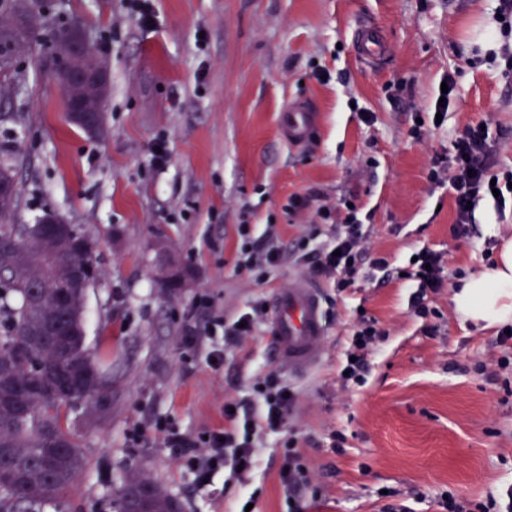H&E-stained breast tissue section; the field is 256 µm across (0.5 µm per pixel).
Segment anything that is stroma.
Returning a JSON list of instances; mask_svg holds the SVG:
<instances>
[{
  "mask_svg": "<svg viewBox=\"0 0 512 512\" xmlns=\"http://www.w3.org/2000/svg\"><path fill=\"white\" fill-rule=\"evenodd\" d=\"M141 24L128 0H54L44 32L79 21L111 71L103 133L87 137L66 117L43 44L24 48L20 73L0 79V150L11 157L20 188L15 221L53 213L81 228L95 250L99 276L86 292L89 345L112 354V409L81 413L74 428L89 464L67 497L66 512H115L127 479L146 476L179 500L183 512H235L257 493L256 512H288L278 472L283 434L267 433L248 484L217 474L196 482L188 461L164 448L155 424L167 420L195 435L224 423V401L251 400L267 372L297 393L288 427L299 434L318 488L303 489L299 512H440L446 491L470 500H512V371L495 360L497 329L463 321L454 288L429 298L441 317L427 335L414 316V282L357 280L321 291L327 337L318 363L304 373L272 357L270 304L304 274L285 260L256 282L236 266L240 212L275 223L282 251L304 230L286 215L289 195L320 189L357 198L373 215L374 251L397 262L423 247L449 254L474 275L485 252L512 235L480 200L470 238L451 236L447 188L427 177L458 130L485 121L497 132L494 157L512 168V74L488 62L498 45V0H145ZM380 28L388 55L375 66L355 57L353 31ZM331 79L312 78L313 64ZM454 74L456 100L440 127L431 112L439 85ZM399 85L389 97L386 84ZM319 114L311 139L288 143L281 117L289 105ZM374 114L360 121L357 107ZM424 120L423 135L410 131ZM163 166L154 163L157 138ZM498 224L497 236L484 227ZM183 274L168 287L162 256ZM209 293L226 320L255 313L253 336L230 347L220 368L205 353L181 349L185 314ZM387 336L369 354L363 386L341 389L357 308ZM143 437L131 445L128 432ZM341 432L343 452L329 446ZM391 497H381V490Z\"/></svg>",
  "mask_w": 512,
  "mask_h": 512,
  "instance_id": "obj_1",
  "label": "stroma"
}]
</instances>
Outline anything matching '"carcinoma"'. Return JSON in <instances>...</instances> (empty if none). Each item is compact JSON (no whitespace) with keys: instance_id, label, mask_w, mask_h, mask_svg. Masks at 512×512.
Instances as JSON below:
<instances>
[{"instance_id":"cac0c4a2","label":"carcinoma","mask_w":512,"mask_h":512,"mask_svg":"<svg viewBox=\"0 0 512 512\" xmlns=\"http://www.w3.org/2000/svg\"><path fill=\"white\" fill-rule=\"evenodd\" d=\"M11 17L0 22V75L9 76L16 53L39 36L37 4L9 0ZM18 196L0 199V341L23 348L42 367H0V512L58 509L75 487L86 459L68 425L79 408L106 411L112 406L102 353H93L85 331L87 286L72 277L92 264V246L49 249L37 224H17ZM69 374V399L50 401L39 390L51 375ZM146 494L147 512H182V504L146 477L135 474L121 497Z\"/></svg>"}]
</instances>
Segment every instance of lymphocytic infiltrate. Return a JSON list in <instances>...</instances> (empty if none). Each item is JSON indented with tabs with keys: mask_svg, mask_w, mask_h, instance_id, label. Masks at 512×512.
I'll use <instances>...</instances> for the list:
<instances>
[{
	"mask_svg": "<svg viewBox=\"0 0 512 512\" xmlns=\"http://www.w3.org/2000/svg\"><path fill=\"white\" fill-rule=\"evenodd\" d=\"M492 137L480 125H468L455 137L449 155L436 156L428 172L430 182L447 185L452 198L456 237H469L475 222L473 203L493 198L498 215H505L507 203H512V169H496L492 159ZM286 214L312 211L313 220L305 234L298 237L290 253H282L276 245V227L267 225L262 234H254L249 219H241L238 234L241 239L236 264L251 273L255 279L266 280L284 259L306 267L310 275L326 287L344 291L353 287L357 276L375 278L388 271L390 261L384 256H370L365 248L364 221L359 206L340 201L331 205L321 191L290 195L283 206ZM407 280L413 281L417 292L412 310L420 319L431 321L438 312L425 301L427 295L437 294L452 280L462 278V269H446L441 252L422 248L416 261L401 267ZM195 309L208 312L209 349L206 360L213 368L224 363L227 347L242 337L251 335L256 321L250 314H242L238 324H225L224 315L215 311L208 294L197 295ZM385 336L376 319L357 312L350 336V359L342 370V385H362L368 371L367 356ZM256 395L258 406L241 411L235 401L224 404V425L192 437L176 427L158 424L157 431L165 447L179 455L190 457L198 480H213L223 468L251 474L256 466L255 448L261 432H278L288 427V411L295 400L294 393L283 385L275 373H267L259 381ZM285 463L279 472V481L288 504V512H298L296 493L309 485L310 471L303 461L295 437L284 442Z\"/></svg>",
	"mask_w": 512,
	"mask_h": 512,
	"instance_id": "obj_1",
	"label": "lymphocytic infiltrate"
}]
</instances>
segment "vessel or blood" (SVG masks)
I'll return each instance as SVG.
<instances>
[{"label": "vessel or blood", "mask_w": 512, "mask_h": 512, "mask_svg": "<svg viewBox=\"0 0 512 512\" xmlns=\"http://www.w3.org/2000/svg\"><path fill=\"white\" fill-rule=\"evenodd\" d=\"M355 55L368 63L383 59L388 46L379 30L364 24L354 35ZM314 116L304 103L291 105L283 118V132L290 143L305 142L313 129ZM272 327L278 364L291 372H304L314 367L327 336V323L317 288L305 279L278 292L272 302Z\"/></svg>", "instance_id": "vessel-or-blood-1"}]
</instances>
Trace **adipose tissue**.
Listing matches in <instances>:
<instances>
[{
  "label": "adipose tissue",
  "mask_w": 512,
  "mask_h": 512,
  "mask_svg": "<svg viewBox=\"0 0 512 512\" xmlns=\"http://www.w3.org/2000/svg\"><path fill=\"white\" fill-rule=\"evenodd\" d=\"M454 303L457 313L476 325L512 323V238L501 241L493 268L464 281Z\"/></svg>",
  "instance_id": "adipose-tissue-1"
}]
</instances>
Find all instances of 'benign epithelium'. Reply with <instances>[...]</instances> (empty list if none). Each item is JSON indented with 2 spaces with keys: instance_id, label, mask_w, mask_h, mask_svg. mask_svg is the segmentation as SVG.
<instances>
[{
  "instance_id": "1",
  "label": "benign epithelium",
  "mask_w": 512,
  "mask_h": 512,
  "mask_svg": "<svg viewBox=\"0 0 512 512\" xmlns=\"http://www.w3.org/2000/svg\"><path fill=\"white\" fill-rule=\"evenodd\" d=\"M54 77L62 88L69 120L89 136L104 129V109L91 101L104 102L111 86V74L105 60L90 48L85 28L72 24L63 55L54 59ZM44 237L74 240L73 225L55 214L44 220Z\"/></svg>"
}]
</instances>
